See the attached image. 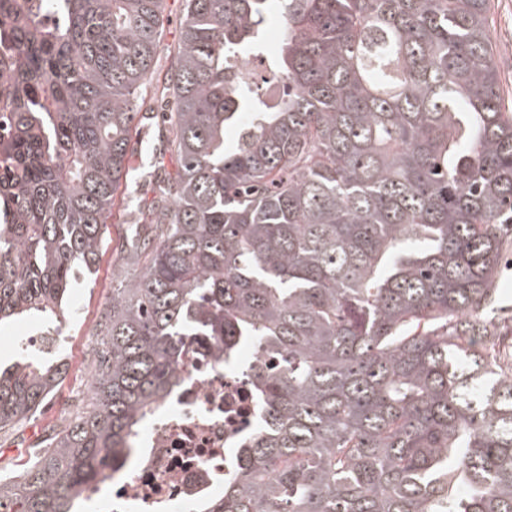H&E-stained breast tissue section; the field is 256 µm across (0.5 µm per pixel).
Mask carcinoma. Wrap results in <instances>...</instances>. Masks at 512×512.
Returning <instances> with one entry per match:
<instances>
[{
	"mask_svg": "<svg viewBox=\"0 0 512 512\" xmlns=\"http://www.w3.org/2000/svg\"><path fill=\"white\" fill-rule=\"evenodd\" d=\"M21 0L0 110V325L65 316L126 181L166 0ZM169 157L103 309L85 411L0 479V512H74L128 459L204 337L277 358L261 424L202 512H512V108L492 0H281L272 107L229 76L267 0H183ZM238 130L235 142L224 134ZM0 368V432L61 382Z\"/></svg>",
	"mask_w": 512,
	"mask_h": 512,
	"instance_id": "cac0c4a2",
	"label": "carcinoma"
}]
</instances>
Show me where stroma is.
I'll return each mask as SVG.
<instances>
[{
	"mask_svg": "<svg viewBox=\"0 0 512 512\" xmlns=\"http://www.w3.org/2000/svg\"><path fill=\"white\" fill-rule=\"evenodd\" d=\"M492 36L497 44L498 66L512 87V0H495ZM164 126H153L138 141L137 154L127 177L132 204L151 199L153 187L145 183L144 173L153 155L167 149ZM137 266L127 264L116 246L102 253L97 271L76 288L70 305L72 315L61 326L33 316L0 329V362L11 363L21 351L39 358H55L66 365L62 383L46 398L37 413L13 431L0 433V476L9 477L23 464L36 459L34 446L52 430L81 411L89 392L90 371L96 346L95 327L100 314L120 282L138 274ZM38 337L37 345L26 348L22 341Z\"/></svg>",
	"mask_w": 512,
	"mask_h": 512,
	"instance_id": "1",
	"label": "stroma"
}]
</instances>
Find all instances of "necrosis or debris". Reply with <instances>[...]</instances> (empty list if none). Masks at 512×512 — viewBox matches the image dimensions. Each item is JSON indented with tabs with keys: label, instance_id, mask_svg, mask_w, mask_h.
<instances>
[{
	"label": "necrosis or debris",
	"instance_id": "1",
	"mask_svg": "<svg viewBox=\"0 0 512 512\" xmlns=\"http://www.w3.org/2000/svg\"><path fill=\"white\" fill-rule=\"evenodd\" d=\"M266 361L246 344L222 354L206 343L186 357L181 384L137 438L130 469L112 474L109 512H196L215 499L260 424L252 381Z\"/></svg>",
	"mask_w": 512,
	"mask_h": 512
}]
</instances>
